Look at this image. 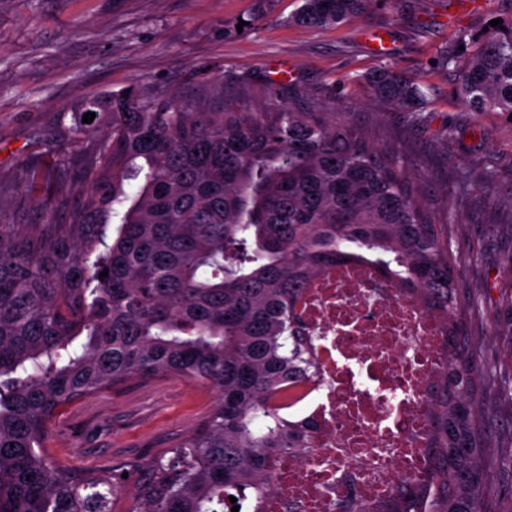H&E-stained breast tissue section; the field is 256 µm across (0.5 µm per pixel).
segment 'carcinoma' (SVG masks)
Wrapping results in <instances>:
<instances>
[{
	"instance_id": "1",
	"label": "carcinoma",
	"mask_w": 512,
	"mask_h": 512,
	"mask_svg": "<svg viewBox=\"0 0 512 512\" xmlns=\"http://www.w3.org/2000/svg\"><path fill=\"white\" fill-rule=\"evenodd\" d=\"M374 0H303L291 22L342 24ZM457 65L473 112L512 115V18L479 35ZM372 99L410 110L415 80L391 66L364 77ZM94 120L85 123L84 114ZM83 194L33 169L39 224L0 215V512H112L121 470L77 471L46 454L49 425L78 401L134 381L179 376L220 392L210 411L138 479L137 512H261L269 464L301 454L316 423L274 404L318 372L296 304L309 276L367 262L444 321L449 360L431 410L432 468L376 512H485V437L466 302L415 191L417 176L351 122L287 106L201 112L136 86L92 95L70 144ZM108 276L99 277L103 271Z\"/></svg>"
}]
</instances>
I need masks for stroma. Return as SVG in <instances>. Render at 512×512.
<instances>
[{"mask_svg": "<svg viewBox=\"0 0 512 512\" xmlns=\"http://www.w3.org/2000/svg\"><path fill=\"white\" fill-rule=\"evenodd\" d=\"M302 0H270L246 30L255 0H0V209L14 224L40 218L25 190L30 169H52L73 193L82 161L65 148L74 110L90 95L138 84L204 110L336 114L394 151L417 173L441 239L463 265L459 289L472 304L466 330L490 374L480 375L490 512H512V118L471 112L444 55H461L460 33L512 18L507 0H377L340 26L291 23ZM385 45L372 50L367 35ZM392 65L414 76L423 104L404 112L373 101L363 81ZM93 414L67 408L48 430L50 453L75 468L126 463L112 512H136L141 470L189 432L218 398L177 376L113 389Z\"/></svg>", "mask_w": 512, "mask_h": 512, "instance_id": "35a3bbf8", "label": "stroma"}]
</instances>
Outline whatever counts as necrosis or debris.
Segmentation results:
<instances>
[{
  "label": "necrosis or debris",
  "instance_id": "1",
  "mask_svg": "<svg viewBox=\"0 0 512 512\" xmlns=\"http://www.w3.org/2000/svg\"><path fill=\"white\" fill-rule=\"evenodd\" d=\"M297 310L320 374L288 386L317 423L305 455L270 461L263 512H368L426 472L431 383L446 363L440 321L371 264L310 278Z\"/></svg>",
  "mask_w": 512,
  "mask_h": 512
}]
</instances>
